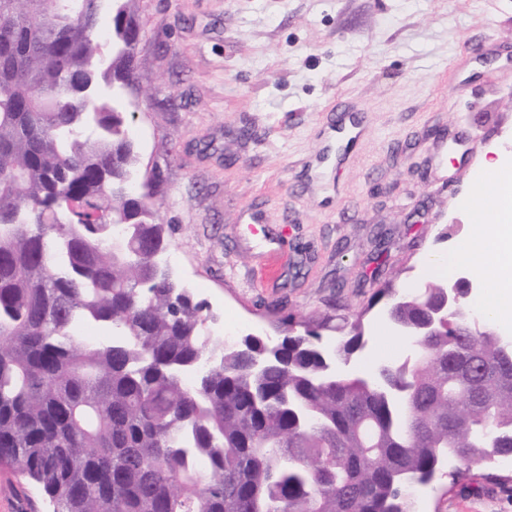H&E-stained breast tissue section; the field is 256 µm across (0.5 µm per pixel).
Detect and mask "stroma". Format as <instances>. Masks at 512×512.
I'll return each mask as SVG.
<instances>
[{"label":"stroma","instance_id":"obj_1","mask_svg":"<svg viewBox=\"0 0 512 512\" xmlns=\"http://www.w3.org/2000/svg\"><path fill=\"white\" fill-rule=\"evenodd\" d=\"M145 100L131 136L154 170L175 276L217 321L248 332L336 311L363 315L359 370L402 360L381 317L384 288L429 282L428 254L473 236L458 197L485 150L512 166V0H135ZM359 128L326 167L329 130ZM385 243H378L377 233ZM288 263L262 288V244ZM485 469L440 472L424 512H512V493L466 486ZM0 512H53L0 472Z\"/></svg>","mask_w":512,"mask_h":512}]
</instances>
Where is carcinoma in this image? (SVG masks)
Instances as JSON below:
<instances>
[{
	"label": "carcinoma",
	"instance_id": "carcinoma-1",
	"mask_svg": "<svg viewBox=\"0 0 512 512\" xmlns=\"http://www.w3.org/2000/svg\"><path fill=\"white\" fill-rule=\"evenodd\" d=\"M130 2L0 0V470L54 512H414L437 449L467 466L512 457V363L490 329L452 317L418 337L429 359L392 368L397 397L316 381L324 334L349 358L361 314L279 318L260 374V341L203 332L206 305L155 262L159 209L129 187ZM442 289L386 292L415 323ZM486 412L493 447L474 437Z\"/></svg>",
	"mask_w": 512,
	"mask_h": 512
}]
</instances>
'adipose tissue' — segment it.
I'll return each mask as SVG.
<instances>
[{
    "instance_id": "ef3b65f1",
    "label": "adipose tissue",
    "mask_w": 512,
    "mask_h": 512,
    "mask_svg": "<svg viewBox=\"0 0 512 512\" xmlns=\"http://www.w3.org/2000/svg\"><path fill=\"white\" fill-rule=\"evenodd\" d=\"M511 176L498 160L484 159L458 200L460 207L474 214L479 230L474 238L462 242L451 255L428 257L426 266L430 273L441 275L454 267H471L485 256L494 258L501 267L512 266V225L494 220L502 206L497 188ZM477 308L488 322L505 328L512 326V280L496 273L488 274Z\"/></svg>"
}]
</instances>
